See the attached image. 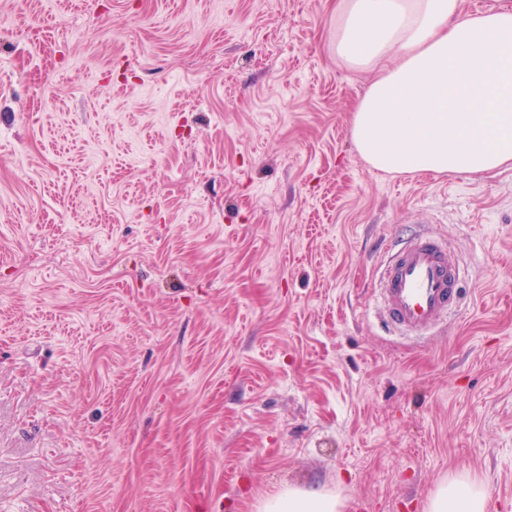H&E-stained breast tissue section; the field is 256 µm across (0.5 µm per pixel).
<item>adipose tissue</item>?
Masks as SVG:
<instances>
[{
    "label": "adipose tissue",
    "instance_id": "ef3b65f1",
    "mask_svg": "<svg viewBox=\"0 0 512 512\" xmlns=\"http://www.w3.org/2000/svg\"><path fill=\"white\" fill-rule=\"evenodd\" d=\"M338 61L376 78L351 136L370 169L478 174L512 161V10L463 12L461 0H341ZM486 490L443 482L428 512H485ZM263 512H337L335 497L288 489Z\"/></svg>",
    "mask_w": 512,
    "mask_h": 512
}]
</instances>
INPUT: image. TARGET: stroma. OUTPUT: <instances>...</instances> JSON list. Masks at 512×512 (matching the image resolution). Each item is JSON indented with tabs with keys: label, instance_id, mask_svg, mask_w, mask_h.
<instances>
[{
	"label": "stroma",
	"instance_id": "stroma-1",
	"mask_svg": "<svg viewBox=\"0 0 512 512\" xmlns=\"http://www.w3.org/2000/svg\"><path fill=\"white\" fill-rule=\"evenodd\" d=\"M339 0H0V512H512V162L385 174ZM433 233L469 307L385 332ZM487 492L482 486L457 478L441 483L430 499L429 512H484ZM264 512H337L336 498L321 491L288 489L267 500Z\"/></svg>",
	"mask_w": 512,
	"mask_h": 512
}]
</instances>
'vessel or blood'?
I'll list each match as a JSON object with an SVG mask.
<instances>
[{"instance_id":"b4317fda","label":"vessel or blood","mask_w":512,"mask_h":512,"mask_svg":"<svg viewBox=\"0 0 512 512\" xmlns=\"http://www.w3.org/2000/svg\"><path fill=\"white\" fill-rule=\"evenodd\" d=\"M462 268L437 238L409 244L387 263L375 304L386 326L423 335L461 311Z\"/></svg>"}]
</instances>
